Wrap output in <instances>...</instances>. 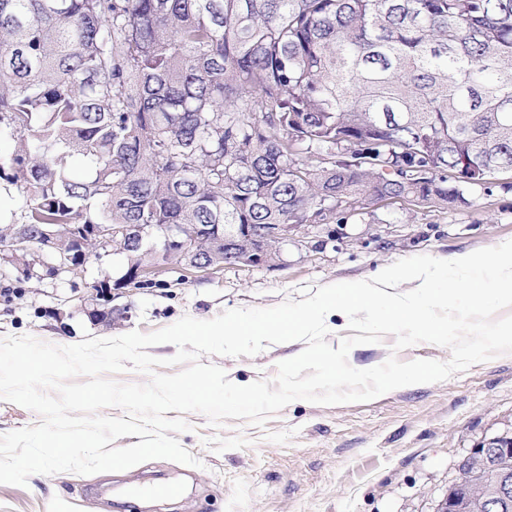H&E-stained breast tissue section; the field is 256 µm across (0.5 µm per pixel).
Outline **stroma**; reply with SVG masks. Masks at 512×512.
<instances>
[{
	"instance_id": "35a3bbf8",
	"label": "stroma",
	"mask_w": 512,
	"mask_h": 512,
	"mask_svg": "<svg viewBox=\"0 0 512 512\" xmlns=\"http://www.w3.org/2000/svg\"><path fill=\"white\" fill-rule=\"evenodd\" d=\"M285 265L228 264L214 272L167 267L149 288L113 291L112 318L92 320L96 282L114 275L118 257L90 259L82 276L18 281L0 274V337L31 335L59 346L135 330L149 333L189 316L210 320L235 308H271L300 288L373 278L418 255L450 260L512 240V175L470 188L465 203L426 208L375 206L345 224L303 225ZM393 336L361 344L349 364L369 369L389 355L448 361V348L419 343L393 351ZM306 347L272 344L253 356H202L228 379H274L280 362ZM180 444L198 466L153 459L119 472L34 474L26 485L0 484V512H134L112 486L132 488L156 475L188 480L198 496L159 512H437L459 465L484 440L512 434V353L438 383L404 386L367 402L320 405L296 400L264 427L241 419L210 426L185 416Z\"/></svg>"
}]
</instances>
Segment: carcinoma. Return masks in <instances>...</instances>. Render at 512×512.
<instances>
[{
	"instance_id": "carcinoma-1",
	"label": "carcinoma",
	"mask_w": 512,
	"mask_h": 512,
	"mask_svg": "<svg viewBox=\"0 0 512 512\" xmlns=\"http://www.w3.org/2000/svg\"><path fill=\"white\" fill-rule=\"evenodd\" d=\"M2 133L32 233L217 224L199 255L231 263L250 224L279 256L359 198L446 209L512 170V0H0ZM148 243L116 242L124 269ZM496 447L444 512H485Z\"/></svg>"
}]
</instances>
